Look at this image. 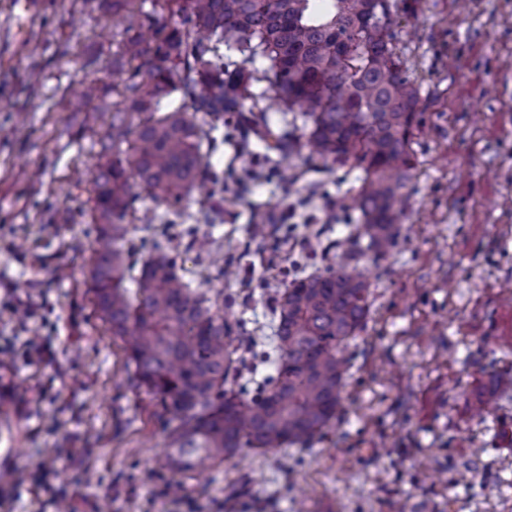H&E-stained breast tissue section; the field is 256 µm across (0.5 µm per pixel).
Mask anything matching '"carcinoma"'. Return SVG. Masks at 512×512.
<instances>
[{
	"instance_id": "1",
	"label": "carcinoma",
	"mask_w": 512,
	"mask_h": 512,
	"mask_svg": "<svg viewBox=\"0 0 512 512\" xmlns=\"http://www.w3.org/2000/svg\"><path fill=\"white\" fill-rule=\"evenodd\" d=\"M150 3L134 12L128 0H112L127 34L126 78L112 89V122L99 139L94 224L102 247L90 292L124 344L137 388L168 414L166 465L191 476L245 446L305 444L336 419L344 351L370 310L361 241L376 262L398 246L419 89L385 23L390 0ZM260 81L267 90L256 93ZM268 90L278 111L303 117L301 136L270 126L259 106ZM175 93L181 104L162 111ZM221 125L246 126L281 154L305 149L310 164L362 172L353 233L336 245V264L293 274L275 297V372L247 393L235 386L244 336L224 313V291L185 280L181 240L167 231L174 221L138 206L159 189L179 218L195 186L224 189V172L202 154Z\"/></svg>"
}]
</instances>
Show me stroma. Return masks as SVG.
I'll return each instance as SVG.
<instances>
[{
	"label": "stroma",
	"instance_id": "35a3bbf8",
	"mask_svg": "<svg viewBox=\"0 0 512 512\" xmlns=\"http://www.w3.org/2000/svg\"><path fill=\"white\" fill-rule=\"evenodd\" d=\"M14 2L0 0V512H512V386L475 410L488 371L512 370V0H395L417 165L397 248L359 263L372 306L341 411L310 443L245 448L193 479L165 467L160 408L88 291L96 142L124 78L112 0H42L24 20ZM91 83L104 96L72 111ZM232 133L204 154L224 190L183 268L204 288L212 254L232 258L216 286L262 379L274 298L335 262L361 172L297 160L286 184ZM263 211L277 235L254 236Z\"/></svg>",
	"mask_w": 512,
	"mask_h": 512
}]
</instances>
